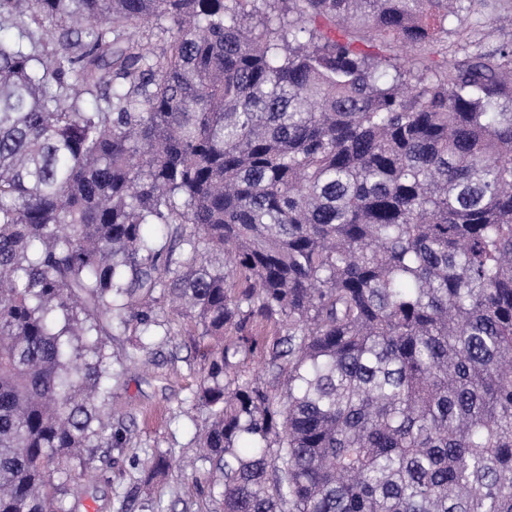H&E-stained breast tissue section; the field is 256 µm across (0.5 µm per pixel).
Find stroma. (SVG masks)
I'll return each instance as SVG.
<instances>
[{"mask_svg":"<svg viewBox=\"0 0 512 512\" xmlns=\"http://www.w3.org/2000/svg\"><path fill=\"white\" fill-rule=\"evenodd\" d=\"M154 314L160 326L137 360L126 358L132 336L109 330L102 336L119 373L110 407L126 441L110 453H97L92 469L72 486L65 502L77 504L78 512H223L221 498L181 470L198 460L196 439L208 414L189 397L207 364L195 351L190 322L160 302ZM159 453L175 463L164 477L151 476L145 465Z\"/></svg>","mask_w":512,"mask_h":512,"instance_id":"35a3bbf8","label":"stroma"}]
</instances>
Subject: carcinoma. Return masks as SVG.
<instances>
[{
  "label": "carcinoma",
  "instance_id": "carcinoma-1",
  "mask_svg": "<svg viewBox=\"0 0 512 512\" xmlns=\"http://www.w3.org/2000/svg\"><path fill=\"white\" fill-rule=\"evenodd\" d=\"M499 2L0 0V512H77L156 292L224 512H512Z\"/></svg>",
  "mask_w": 512,
  "mask_h": 512
}]
</instances>
